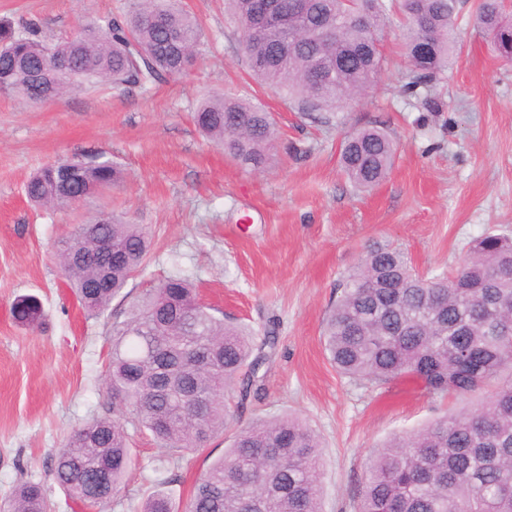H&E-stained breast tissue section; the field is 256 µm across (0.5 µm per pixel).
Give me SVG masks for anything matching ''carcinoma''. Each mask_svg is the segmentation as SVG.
Segmentation results:
<instances>
[{
  "label": "carcinoma",
  "instance_id": "1",
  "mask_svg": "<svg viewBox=\"0 0 512 512\" xmlns=\"http://www.w3.org/2000/svg\"><path fill=\"white\" fill-rule=\"evenodd\" d=\"M457 0H309L278 27L250 29L248 69L284 91L303 112L335 111L369 91L385 58L379 31L393 16L405 26L408 67L402 92L435 85L461 49ZM505 0H478L475 23L497 54L512 61ZM201 29L174 0H137L127 17H107L75 38L48 42L39 26H0V93L62 96L79 84L146 86L183 72ZM324 70L321 81L313 72ZM241 122L227 127L225 118ZM199 131L229 158L261 166L275 139L272 113L246 99L214 96L195 114ZM396 143L384 130L356 128L339 164L366 189L391 171ZM118 179L104 161L66 160L37 170L25 193L40 207H67ZM151 237L141 224L97 215L60 240L59 263L81 308L101 315L146 264ZM105 388L112 416L75 427L54 455L55 483L72 503L104 509L124 488L135 436L150 434L165 453L155 485L190 453L233 431L230 448L196 482L184 512H320V441L292 415L236 425L224 395L238 404L264 395L263 367L276 337L258 340L199 301L188 278L173 275L134 300L107 328ZM322 339L329 360L350 381L380 386L416 377L435 393L482 405L389 439L370 456L355 512H512V237L489 231L457 265L420 274L396 247H370L340 285ZM43 485L19 484L7 512H50ZM142 512H179L161 489Z\"/></svg>",
  "mask_w": 512,
  "mask_h": 512
}]
</instances>
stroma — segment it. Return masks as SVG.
<instances>
[{
    "label": "stroma",
    "instance_id": "stroma-1",
    "mask_svg": "<svg viewBox=\"0 0 512 512\" xmlns=\"http://www.w3.org/2000/svg\"><path fill=\"white\" fill-rule=\"evenodd\" d=\"M182 5L198 17L202 38L181 74L143 88L79 86L42 105L0 94V504L31 481L44 486L55 512H77L50 464L73 428L112 413L106 330L127 303L118 297L103 315L86 316L56 251L86 217L114 213L154 239L149 263L128 284L133 294L180 274L225 321L259 337L275 328L265 397L240 412L239 423L289 413L306 420L322 443V512H352L369 455L460 404L412 377L350 383L326 358L322 321L373 244L401 248L426 274L455 266L488 229L512 234V63L474 27L476 0H458L462 50L424 106L399 92L407 63L395 18L380 33L386 64L378 83L341 108L340 123H315L252 79L224 0ZM134 7V0H0V20L17 31L38 20L42 38L55 41ZM217 94L273 114L276 139L261 169L228 159L196 129L194 112ZM370 125L391 134L397 154L380 184L360 190L338 158L346 132ZM68 158L111 161L119 179L63 209L31 206L29 176ZM24 295L41 302L37 326L11 316ZM228 444L217 436L181 461L168 486L176 505ZM132 453L126 488L106 512H140L154 489L160 448L144 435Z\"/></svg>",
    "mask_w": 512,
    "mask_h": 512
}]
</instances>
